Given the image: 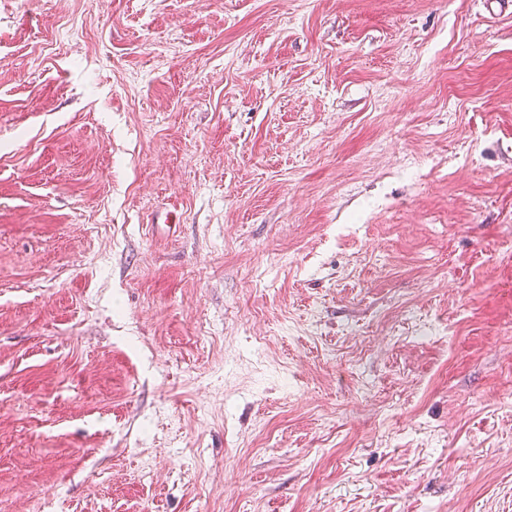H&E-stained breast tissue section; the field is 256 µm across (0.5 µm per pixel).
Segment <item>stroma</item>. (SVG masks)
Here are the masks:
<instances>
[{"mask_svg":"<svg viewBox=\"0 0 512 512\" xmlns=\"http://www.w3.org/2000/svg\"><path fill=\"white\" fill-rule=\"evenodd\" d=\"M0 512H512V6L0 0Z\"/></svg>","mask_w":512,"mask_h":512,"instance_id":"35a3bbf8","label":"stroma"}]
</instances>
